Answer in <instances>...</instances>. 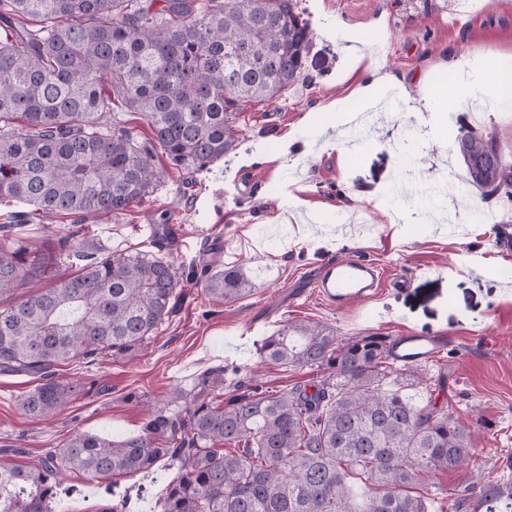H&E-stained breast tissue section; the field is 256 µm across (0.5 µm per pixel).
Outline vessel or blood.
<instances>
[{"label": "vessel or blood", "mask_w": 512, "mask_h": 512, "mask_svg": "<svg viewBox=\"0 0 512 512\" xmlns=\"http://www.w3.org/2000/svg\"><path fill=\"white\" fill-rule=\"evenodd\" d=\"M320 296L339 308L358 300L374 297L382 286V274L372 262L364 259H338L326 264L316 282ZM439 346L429 336L409 333L395 337L392 348L400 361L424 362L432 358Z\"/></svg>", "instance_id": "vessel-or-blood-1"}]
</instances>
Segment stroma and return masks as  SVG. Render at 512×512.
<instances>
[{
	"label": "stroma",
	"instance_id": "35a3bbf8",
	"mask_svg": "<svg viewBox=\"0 0 512 512\" xmlns=\"http://www.w3.org/2000/svg\"><path fill=\"white\" fill-rule=\"evenodd\" d=\"M314 34L309 79L275 101L242 105L234 150L198 172L156 162L167 176L129 211L63 224H78L85 252L147 253L179 272L175 307L145 350L126 356L95 355L57 367V379L80 382L91 393L61 407L48 421L29 417L21 395L34 377L0 372V449H14L15 463L34 467L78 432L123 438L139 433L144 407L165 405L176 387L191 389L205 370L225 367L224 396L237 386L278 393L313 384L317 369L261 362L262 339L282 325L306 320L331 327L347 341L377 333L404 332L442 339L427 362L430 377L446 375L434 390L470 429L484 479L503 477L502 458H512V252L497 248V225H512V210L490 207L479 220L480 193L462 194L449 224H425L419 195L393 200L401 153L416 162L415 178L430 187L441 171L463 173L460 158L420 121L395 92L385 106H370L372 125L357 158L333 149L343 129L328 128L322 140L304 135L308 121L327 105L350 106L353 90L371 72H389L409 91L418 80L453 77L441 64L467 66L512 47V5L505 0H298ZM387 34L365 58L349 49L348 36ZM492 92L449 107L448 128L459 120L493 134L512 161V109L492 107ZM297 136L285 146L287 135ZM378 192L379 204L366 200ZM182 227L169 233L170 222ZM223 239V252L212 242ZM369 258L386 277L375 299L339 309L323 301L315 281L323 265L340 258ZM244 268L253 284L246 297L224 304L209 300L203 273L212 260ZM174 468L114 478L112 483L65 475L53 512H98L111 494L128 495V512H159L157 501ZM471 467L439 473L428 512L464 494Z\"/></svg>",
	"mask_w": 512,
	"mask_h": 512
}]
</instances>
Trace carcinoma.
<instances>
[{"label": "carcinoma", "instance_id": "1", "mask_svg": "<svg viewBox=\"0 0 512 512\" xmlns=\"http://www.w3.org/2000/svg\"><path fill=\"white\" fill-rule=\"evenodd\" d=\"M161 2L153 12L140 0H0V203L77 221L125 211L165 177L157 149L202 171L233 149L241 104L308 80L312 33L296 0ZM119 107L140 113L152 139L108 124ZM452 151L467 185L512 200V165L494 136L462 122ZM53 234L55 248L0 245V297L48 280L0 310V372L43 379L19 402L40 418L74 395L54 366L144 348L177 287L170 263L121 250L88 254L80 273L57 277L59 253L81 251L70 228ZM204 291L216 304L235 301L249 279L214 263ZM259 354L323 375L308 388L217 402L224 369H210L192 390L173 388L168 406L148 408L135 436L76 433L38 468L0 456V512H51L63 473L107 479L165 462L178 474L160 512H428L412 486L476 453L448 407L382 388L391 374L427 391L432 382L416 363L393 366L383 336L341 342L325 325L295 321L264 338ZM353 479L367 488L361 507ZM454 512H512V480L474 475Z\"/></svg>", "mask_w": 512, "mask_h": 512}]
</instances>
